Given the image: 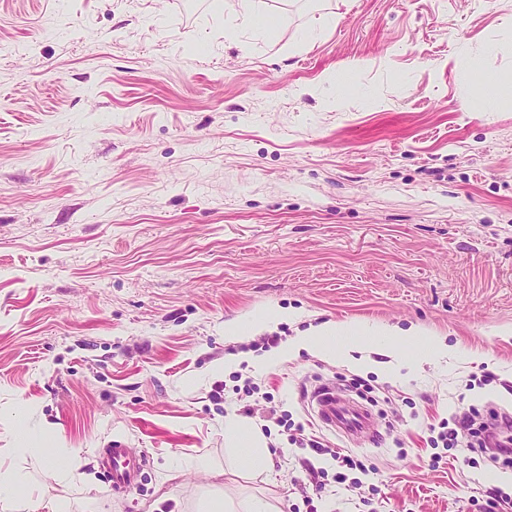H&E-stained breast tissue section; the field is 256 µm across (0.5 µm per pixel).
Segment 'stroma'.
<instances>
[{
	"label": "stroma",
	"mask_w": 512,
	"mask_h": 512,
	"mask_svg": "<svg viewBox=\"0 0 512 512\" xmlns=\"http://www.w3.org/2000/svg\"><path fill=\"white\" fill-rule=\"evenodd\" d=\"M253 3L277 38L214 0H0V465L71 512H199L220 482L279 512H483L512 466L433 461L427 426L512 412V93L472 73L512 85V0ZM281 308L300 321L267 335L414 325L457 357L403 378L306 352L212 374L251 342L226 321ZM358 376L391 413L375 444L304 399ZM270 405L291 425L271 428L272 471L223 477L225 415ZM107 447L146 456L127 493ZM333 448L365 471L336 483Z\"/></svg>",
	"instance_id": "stroma-1"
}]
</instances>
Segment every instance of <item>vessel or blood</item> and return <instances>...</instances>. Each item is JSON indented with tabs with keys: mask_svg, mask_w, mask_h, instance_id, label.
Wrapping results in <instances>:
<instances>
[{
	"mask_svg": "<svg viewBox=\"0 0 512 512\" xmlns=\"http://www.w3.org/2000/svg\"><path fill=\"white\" fill-rule=\"evenodd\" d=\"M309 401L316 420L325 428L340 433L357 443H372L378 431L371 414L359 404L324 383L313 389ZM99 463L111 475V488L124 491L135 485L146 465L144 457L129 455L126 449L110 448L100 454Z\"/></svg>",
	"mask_w": 512,
	"mask_h": 512,
	"instance_id": "vessel-or-blood-1",
	"label": "vessel or blood"
}]
</instances>
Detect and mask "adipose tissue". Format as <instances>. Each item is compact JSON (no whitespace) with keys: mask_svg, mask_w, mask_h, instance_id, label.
<instances>
[{"mask_svg":"<svg viewBox=\"0 0 512 512\" xmlns=\"http://www.w3.org/2000/svg\"><path fill=\"white\" fill-rule=\"evenodd\" d=\"M377 344L390 350L409 348L410 366L437 364L447 360L450 351L443 339L426 335L417 328L399 329L376 326L356 327L344 322L327 323L298 332L280 348L259 358L258 363L272 367L293 360L308 352L319 358L340 361L353 368L365 367V359L358 353L365 346ZM224 441L227 466L230 473L266 469L272 465L269 440L250 420L235 413L224 419ZM0 502L9 512H70L68 503L45 495L36 484H23L19 475L0 466Z\"/></svg>","mask_w":512,"mask_h":512,"instance_id":"ef3b65f1","label":"adipose tissue"}]
</instances>
